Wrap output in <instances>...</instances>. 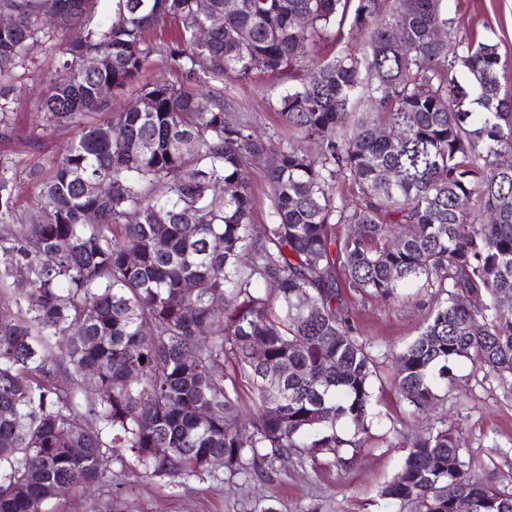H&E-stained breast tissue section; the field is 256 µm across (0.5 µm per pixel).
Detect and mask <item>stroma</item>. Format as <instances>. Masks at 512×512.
Masks as SVG:
<instances>
[{"label":"stroma","mask_w":512,"mask_h":512,"mask_svg":"<svg viewBox=\"0 0 512 512\" xmlns=\"http://www.w3.org/2000/svg\"><path fill=\"white\" fill-rule=\"evenodd\" d=\"M459 37L479 42L492 40L507 64L499 73L501 90L512 93V0H449ZM50 56L34 52L27 76L13 105V125L0 135V155L12 158L16 173V214L28 219L38 195L35 171L48 167L79 135L77 128L60 126L33 139L41 123L36 110L39 72L51 66ZM294 82L290 74H256L237 81L225 80L224 99L232 114L249 118L259 132L273 135L280 128L276 102ZM345 300L364 338L380 349L398 352L413 341L426 324L432 306L427 290L405 304L346 292ZM454 384H439L437 393L448 412V423L460 427L470 453L466 465L472 475L503 493L512 494V394L493 378L475 377L471 365L454 367ZM380 419L374 424L355 462L347 470L327 459L299 465L288 461L280 469L251 480L224 470L193 477L176 485L168 479L145 477L113 465L112 480L97 490L69 492L51 500L46 512H105L113 497H120L127 512H260L276 504L278 512H308L321 505L323 512H390L378 491L397 473L405 451L386 446L381 437L390 426L408 435L419 433L424 422L411 415L407 405L389 389L377 392Z\"/></svg>","instance_id":"obj_1"}]
</instances>
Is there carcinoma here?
<instances>
[{
    "mask_svg": "<svg viewBox=\"0 0 512 512\" xmlns=\"http://www.w3.org/2000/svg\"><path fill=\"white\" fill-rule=\"evenodd\" d=\"M100 2L0 0L15 18L0 29V129L36 47L59 64L39 76L42 130L80 128L36 173L27 224L15 223L13 162L0 156V512H44L75 469L100 485L114 448L128 449V469L179 483L290 455L348 468L388 358L390 389L429 423L402 444L390 431L387 446L407 453L379 497L396 512H452L458 498L512 512V494L471 477L461 436L433 415L460 360L512 389V95L498 44L459 38L448 0ZM216 13L224 26L198 43ZM82 19L93 27L80 39L60 38ZM347 21L362 46L316 55ZM167 24L174 35L153 44L147 31ZM159 51L183 81L140 86L150 111L99 100ZM89 56L106 63L87 70ZM287 70L298 82L278 98L277 137L227 111L224 78ZM258 156L273 215L259 235ZM339 180L355 206L337 201ZM345 288L389 303L434 288L437 301L390 355L360 337ZM88 387L99 401L85 406ZM246 392L257 413L242 421Z\"/></svg>",
    "mask_w": 512,
    "mask_h": 512,
    "instance_id": "carcinoma-1",
    "label": "carcinoma"
}]
</instances>
